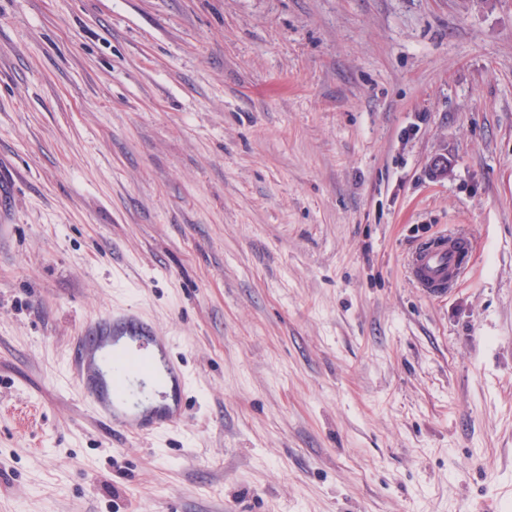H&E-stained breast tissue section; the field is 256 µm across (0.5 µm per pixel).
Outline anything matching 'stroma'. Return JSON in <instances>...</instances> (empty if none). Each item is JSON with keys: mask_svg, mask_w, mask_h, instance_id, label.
<instances>
[{"mask_svg": "<svg viewBox=\"0 0 512 512\" xmlns=\"http://www.w3.org/2000/svg\"><path fill=\"white\" fill-rule=\"evenodd\" d=\"M448 173L433 176L434 157ZM463 235L424 294L409 259ZM136 308L178 429L74 341ZM512 512V0H0V512ZM464 238L439 237L421 246L410 261L411 278L418 288L434 294L451 288L460 272V252H466ZM81 333L75 356V382L96 415L112 424V428L134 437L176 429L184 423L186 410L181 399L169 403L152 388L146 390L148 381L158 371L164 379L180 373L169 353L170 339L160 336L151 322L134 308L111 309L86 323ZM125 336L138 338L142 347L152 346L155 355L143 357L111 351L110 344ZM88 365L104 368L107 381L91 385L87 381Z\"/></svg>", "mask_w": 512, "mask_h": 512, "instance_id": "obj_1", "label": "stroma"}]
</instances>
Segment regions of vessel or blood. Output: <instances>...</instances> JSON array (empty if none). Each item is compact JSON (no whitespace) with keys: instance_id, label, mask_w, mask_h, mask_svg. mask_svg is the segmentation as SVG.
I'll use <instances>...</instances> for the list:
<instances>
[{"instance_id":"vessel-or-blood-1","label":"vessel or blood","mask_w":512,"mask_h":512,"mask_svg":"<svg viewBox=\"0 0 512 512\" xmlns=\"http://www.w3.org/2000/svg\"><path fill=\"white\" fill-rule=\"evenodd\" d=\"M464 238L445 236L421 246L410 261L418 288L434 294L453 286L462 266ZM170 340L132 308L99 313L82 329L75 356V382L93 412L113 428L138 437L175 429L186 419L182 402H166L149 389L155 376L177 374Z\"/></svg>"}]
</instances>
